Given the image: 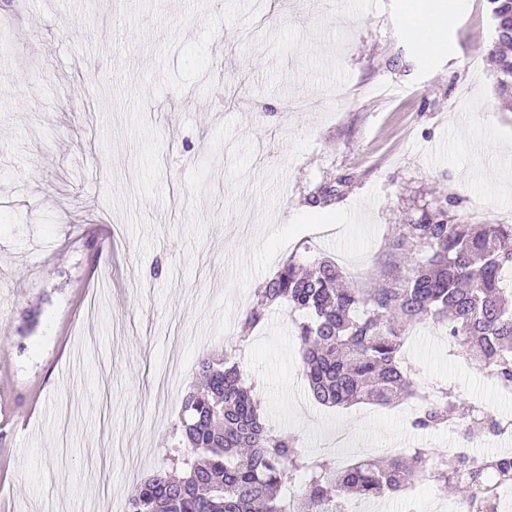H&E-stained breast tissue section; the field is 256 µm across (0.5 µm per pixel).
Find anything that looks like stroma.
<instances>
[{"mask_svg":"<svg viewBox=\"0 0 512 512\" xmlns=\"http://www.w3.org/2000/svg\"><path fill=\"white\" fill-rule=\"evenodd\" d=\"M403 22L402 0H0V512L127 505L199 359L292 253L364 286L395 225L447 198L506 223L512 195L484 182L512 177L486 0L433 60ZM404 354L425 388L512 415L433 323ZM236 358L305 452L346 459L337 432L377 456L448 446L394 406L314 405L287 307Z\"/></svg>","mask_w":512,"mask_h":512,"instance_id":"35a3bbf8","label":"stroma"}]
</instances>
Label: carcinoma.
<instances>
[{
  "instance_id": "obj_1",
  "label": "carcinoma",
  "mask_w": 512,
  "mask_h": 512,
  "mask_svg": "<svg viewBox=\"0 0 512 512\" xmlns=\"http://www.w3.org/2000/svg\"><path fill=\"white\" fill-rule=\"evenodd\" d=\"M500 35L487 45L498 73V92L512 97V0H487ZM388 267L366 288L343 286L331 259L302 267L291 256L255 293L243 314L246 331L265 323L285 304L293 321L302 375L311 399L323 406L390 405L408 398L422 403L410 422L431 430L448 422L464 437L481 440L500 428L476 402L446 388L421 394L414 372L402 364L410 331L431 321L445 329L455 353L492 373L512 389V224H465L448 211L424 212L398 226L381 256ZM236 348L224 347L198 365L201 391L189 392L173 426L169 455L128 498V512H286L287 489L302 481L291 512H346L349 496L379 498L399 493L419 478L455 489L464 512H497L499 492L487 481L512 487V453L455 456L448 463L428 448L411 461L358 460L338 466L301 450L292 431H275L246 382Z\"/></svg>"
}]
</instances>
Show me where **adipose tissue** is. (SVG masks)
<instances>
[{"label":"adipose tissue","mask_w":512,"mask_h":512,"mask_svg":"<svg viewBox=\"0 0 512 512\" xmlns=\"http://www.w3.org/2000/svg\"><path fill=\"white\" fill-rule=\"evenodd\" d=\"M464 6V0H404V33L421 56L431 60L447 54L448 23Z\"/></svg>","instance_id":"adipose-tissue-1"}]
</instances>
